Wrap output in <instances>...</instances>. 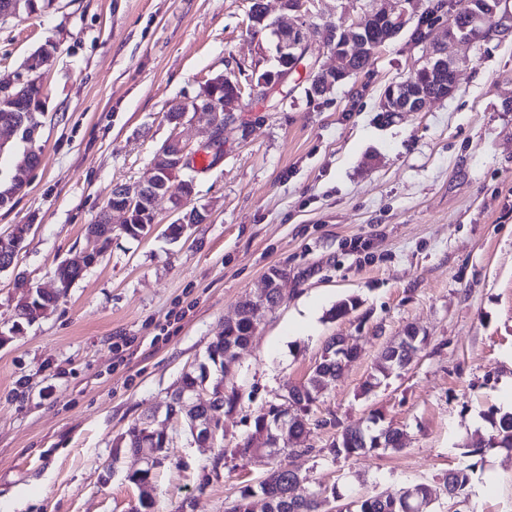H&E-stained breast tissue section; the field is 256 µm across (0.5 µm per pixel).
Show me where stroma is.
<instances>
[{
    "instance_id": "1",
    "label": "stroma",
    "mask_w": 512,
    "mask_h": 512,
    "mask_svg": "<svg viewBox=\"0 0 512 512\" xmlns=\"http://www.w3.org/2000/svg\"><path fill=\"white\" fill-rule=\"evenodd\" d=\"M369 0H316L308 26L347 25ZM252 0H53L0 21V80H15L46 41L43 159L0 209V236L32 230L15 269L0 273V331L30 288H50L57 264L88 247L86 228L114 184L141 180L179 134L200 146L206 121L165 118L219 74L247 93L219 153L196 175L192 206L207 211L190 239H134L121 229L100 261L34 324L0 348V512H225L270 460L237 455L255 416L304 381L329 337L359 356L327 383L297 440L299 491L324 512L376 493L432 486L430 512H512V453L466 452L512 412V35L482 43L452 98L383 113L389 84L421 66L402 32L366 71L312 96L309 63L333 66L321 38L286 89L253 94L276 67L269 33L254 32ZM359 238L364 250L349 243ZM288 272L230 377L240 389L215 444L195 443L165 403L206 357L239 304L261 293L269 267ZM358 306L337 318V303ZM412 326L426 344L370 393L362 385L385 344ZM381 416L406 435L400 450L333 455L346 426ZM154 419L169 443L147 488L127 481L137 458L119 441ZM471 462L452 498L448 472Z\"/></svg>"
}]
</instances>
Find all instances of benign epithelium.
<instances>
[{"mask_svg": "<svg viewBox=\"0 0 512 512\" xmlns=\"http://www.w3.org/2000/svg\"><path fill=\"white\" fill-rule=\"evenodd\" d=\"M310 0H292L284 4L294 18L287 22L274 21L266 23L267 15L262 0H255L251 10V19L254 27L270 30L275 39L278 68L266 72L260 79L259 88L270 93L280 90L288 85L290 78L299 66L300 52L306 49V41L310 32L303 29V20L310 13ZM417 8L415 0H396L391 7L387 0H375V6L363 12L350 25L339 28L340 38L329 45L331 54L336 60V66L330 70L314 68L310 72L309 94L324 96L333 91L336 82L351 77L358 71V66L370 62L380 48L400 33L412 20ZM480 33L482 39L488 40L495 36H502L512 32V6L509 0H497L492 8L481 0L469 2L466 24L458 26L454 22L448 23L445 41L437 43L425 52V62L420 70L428 72L433 77L432 90L427 92L422 86L410 77L399 83L392 84L383 95L380 102L382 112H419L431 100H445L454 95L457 89V74L460 67L470 62V55L460 54L458 48L464 46L474 48L469 30ZM56 52V46L48 42L41 46L39 52L31 57L26 65V75L20 76L16 81L0 85V91L6 93L14 86L44 87L43 69ZM229 84L234 91L222 96L218 95L216 87ZM241 85L232 81L226 75H219L206 83L204 92L196 98L176 102L169 108L168 120L179 126L184 122L187 114L201 113L207 120V141L202 147L208 148L217 142L218 136L224 135L229 118L234 116L241 107ZM23 118L16 113L5 114L0 117V147L6 145L3 133L8 131L18 133V127ZM41 161V154L37 146H32L23 155L18 164L16 173L12 177L14 194L19 193L26 185V174ZM193 166V150L179 135L170 137L155 153L150 167L144 177L135 185H118L112 188L114 204L106 211L103 223H111V214L116 212L124 216V223L133 222V214L142 207L143 198H148V209L156 212V202L167 198L172 204L171 213L175 216L173 224L180 227L179 236L190 237L191 231L197 224H204L208 220V212L186 209V202L192 198L195 188V178L189 177L179 184V191L171 192L173 177L179 173H186ZM32 225L21 224L14 228L6 238L0 239V255L7 258L17 252L29 234ZM91 247L86 249L80 259L65 260L63 265L84 272L96 265L101 258L100 240L93 234H88ZM286 273L278 267H270L265 274L266 286L264 291L242 302L238 313L253 311L258 317L279 303L282 299L280 282ZM60 298L59 290H28L24 301L36 302L39 312L45 314ZM204 384L194 382L187 387L179 385L172 397L179 400L180 413L189 421L192 437L201 443H211L216 440L217 433L224 428L223 419L213 411L203 412V409L217 405L222 406L224 388L211 393L207 403L197 402L199 392ZM286 403L272 405V420L261 422L258 431L251 433L253 445L266 448L269 446V435L275 434L277 438L288 439L293 435V428L297 424H305L304 416L309 414L316 399L308 400L296 391L287 389ZM154 419L144 421L142 429L147 440L160 444L158 448H141L135 455L143 463L140 474H151L161 463L163 447L167 446L169 437L167 433L152 428Z\"/></svg>", "mask_w": 512, "mask_h": 512, "instance_id": "7a95c632", "label": "benign epithelium"}]
</instances>
